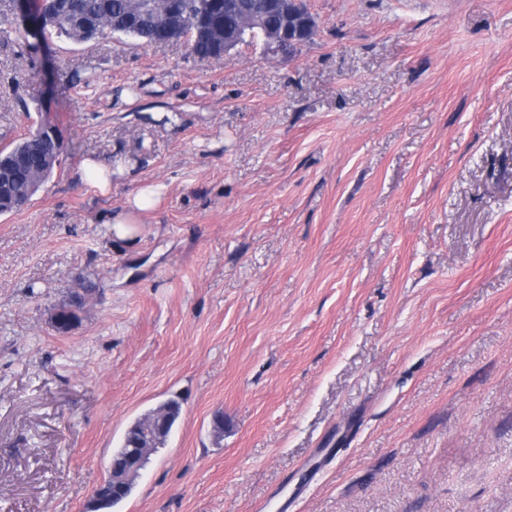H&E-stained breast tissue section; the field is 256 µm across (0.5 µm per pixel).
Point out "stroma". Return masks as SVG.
I'll use <instances>...</instances> for the list:
<instances>
[{"mask_svg": "<svg viewBox=\"0 0 512 512\" xmlns=\"http://www.w3.org/2000/svg\"><path fill=\"white\" fill-rule=\"evenodd\" d=\"M306 4L288 55L0 33V146L66 147L0 216V512H89L169 398L112 512H512V0ZM112 162H104L94 157L87 158L82 164V174L100 193L112 190ZM165 416L163 424H158V414ZM181 416V405L175 399H169L151 409L143 417L134 421L125 431L119 448L112 453L109 476L97 489L93 501L94 512H109L131 494L136 478L127 475L117 483V477L126 474L133 465L135 472L143 470L151 456L163 448L167 438ZM138 447L136 451L132 448ZM140 448H147L141 451Z\"/></svg>", "mask_w": 512, "mask_h": 512, "instance_id": "obj_1", "label": "stroma"}]
</instances>
